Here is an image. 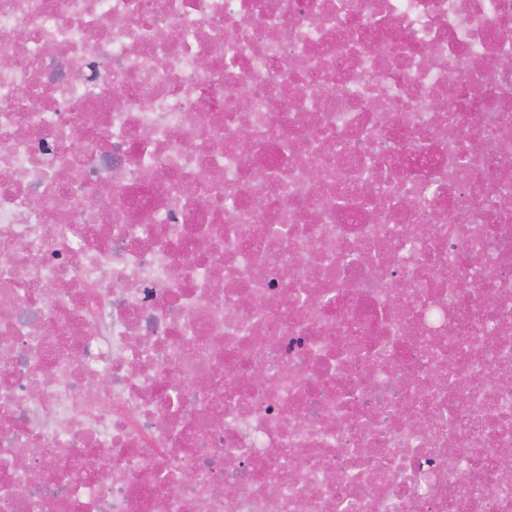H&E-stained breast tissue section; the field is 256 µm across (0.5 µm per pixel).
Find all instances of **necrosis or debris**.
<instances>
[{
    "label": "necrosis or debris",
    "mask_w": 512,
    "mask_h": 512,
    "mask_svg": "<svg viewBox=\"0 0 512 512\" xmlns=\"http://www.w3.org/2000/svg\"><path fill=\"white\" fill-rule=\"evenodd\" d=\"M0 512H512V0H0Z\"/></svg>",
    "instance_id": "obj_1"
}]
</instances>
